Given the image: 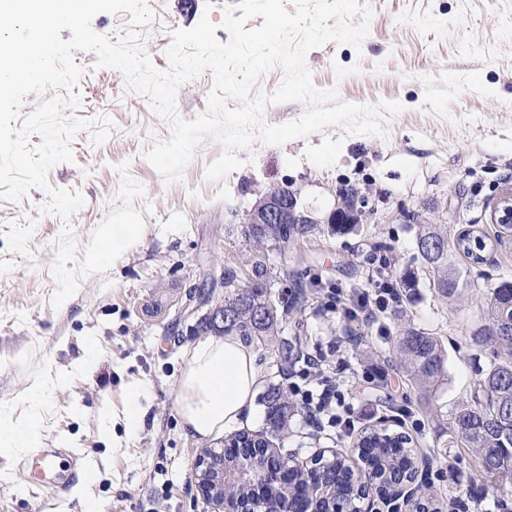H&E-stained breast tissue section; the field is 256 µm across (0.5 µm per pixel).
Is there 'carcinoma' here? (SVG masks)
<instances>
[{"instance_id": "cac0c4a2", "label": "carcinoma", "mask_w": 512, "mask_h": 512, "mask_svg": "<svg viewBox=\"0 0 512 512\" xmlns=\"http://www.w3.org/2000/svg\"><path fill=\"white\" fill-rule=\"evenodd\" d=\"M344 207L337 210L338 228L355 223L354 211L365 198L350 187L342 193ZM417 227L415 242L418 253L433 273V288L438 296L451 299L460 289L471 287L470 269L460 268L448 261V250L463 254L472 263L484 262L487 243L470 231L448 242V230L440 224H423L420 215H407ZM307 231L304 221L288 215L281 224H244L241 234L251 245L250 262L255 265L256 281L247 288H232L234 277L224 271V306L230 308L233 321L228 329L245 340L253 338L272 340L280 335L283 319L265 288L260 259L268 243L273 240L290 241ZM477 346L494 348L493 360L483 372L470 402L459 406L454 423L466 447L475 451L480 471L491 480L497 490L512 486V280L502 279L488 289L484 324L472 335ZM395 355L407 369L422 395H427L444 380L447 354L440 339L421 329L403 330L395 341ZM266 420L270 435H277L288 425L287 392L271 385L265 396ZM359 456L371 472L378 486L392 477L405 476L414 471L416 460L408 439L385 430L364 433L358 442ZM350 467L337 456L320 468L296 467L288 474V484L324 481L334 489L349 479Z\"/></svg>"}]
</instances>
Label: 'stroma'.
Returning a JSON list of instances; mask_svg holds the SVG:
<instances>
[{
    "label": "stroma",
    "mask_w": 512,
    "mask_h": 512,
    "mask_svg": "<svg viewBox=\"0 0 512 512\" xmlns=\"http://www.w3.org/2000/svg\"><path fill=\"white\" fill-rule=\"evenodd\" d=\"M231 2L195 0L187 12L181 0H148L157 19L144 31V48L155 67L168 66L171 30L193 27L202 16L217 24L220 41H228L221 23ZM365 2L373 16L361 50L329 42L311 50L306 64L315 85L337 87L342 101L400 102L386 136L348 135L333 126L281 145L256 140L239 153L244 166L220 182L205 177L207 164L223 150L210 137L181 179L166 182L143 153L152 139L169 138L168 122L151 112L146 98L126 91L119 71L96 68L93 52H76L84 71L77 116L105 115L114 127L99 144L91 130H80L72 140L73 162L48 173L54 187L83 195L69 221L40 214L47 196L39 189L17 203L0 201V421L34 425L40 447L75 451L93 478L61 491L26 480L23 455L0 453V512H84L89 502L107 512H213L191 482L193 462L208 444L183 433L177 410L183 352L205 334L186 323L165 333L175 317L169 302L199 283L211 265L247 270L243 218L260 195L285 184L319 223L288 245L284 284L303 289L289 301L281 339L304 354L354 335L356 344L341 349L330 380L365 417L354 436L343 437L295 408L271 450L301 463L337 453L358 470V436L371 428L403 433L416 458L428 462L425 495L442 512H512V497L481 477L454 425L459 405L471 399L492 359V348L475 346L471 333L483 322L486 288L496 278L512 279V248L491 251L473 287L446 300L432 287L433 273L407 219L421 213L424 222L447 225L452 238L472 227L491 239L500 230L491 211L504 182L512 181V0ZM123 163L145 189L134 202L144 219L141 236L109 270L85 277L75 295L53 307L56 241L68 226L78 247H86L121 204L117 167ZM346 182L362 189L368 205L357 224L339 230L325 218L340 207L337 191ZM376 248L394 263L395 312L376 322L324 315L322 288L309 287V280L363 288ZM409 275L411 288L403 285ZM405 327L434 333L447 352V376L427 405L392 354ZM90 343L97 358L79 368ZM369 361L379 362L383 375L363 379ZM37 382L46 389L36 405L26 393ZM138 386L148 390L145 414L129 437L123 411Z\"/></svg>",
    "instance_id": "1"
}]
</instances>
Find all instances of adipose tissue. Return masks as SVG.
<instances>
[{
	"mask_svg": "<svg viewBox=\"0 0 512 512\" xmlns=\"http://www.w3.org/2000/svg\"><path fill=\"white\" fill-rule=\"evenodd\" d=\"M261 377L254 350L235 333L188 346L177 399L184 434L204 441L234 429L251 408Z\"/></svg>",
	"mask_w": 512,
	"mask_h": 512,
	"instance_id": "1",
	"label": "adipose tissue"
}]
</instances>
